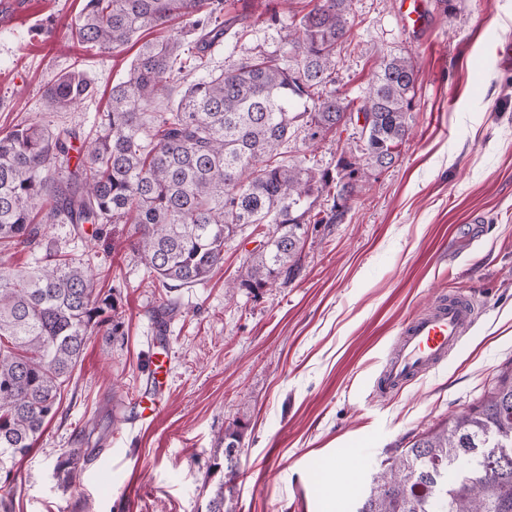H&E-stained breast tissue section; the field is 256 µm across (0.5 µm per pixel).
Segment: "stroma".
<instances>
[{
  "mask_svg": "<svg viewBox=\"0 0 512 512\" xmlns=\"http://www.w3.org/2000/svg\"><path fill=\"white\" fill-rule=\"evenodd\" d=\"M421 33L407 28L401 0H352L350 45L336 87L358 95L382 54H412L419 78L412 136L398 163L373 174L343 221L310 231L294 279L253 296L229 295L247 251L264 229L247 226L224 248V266L205 285L174 291L166 318L168 388L151 424L128 421L155 348L160 302L144 267L117 235L51 224L43 245L93 255L100 288H116L126 336L89 342L62 406L11 477L14 512H205L218 483L208 468L214 437L248 420L231 479L236 512H354L356 494L413 435L468 410L512 368V0H454ZM83 0H0V134L38 122L91 139L112 87L127 79L136 43L104 51L78 43ZM246 10L248 32L210 50L229 68L264 49H288L272 13L283 0H227ZM80 68L92 95L50 112L43 94ZM349 124L315 145L293 140L289 161L336 165L355 144ZM482 215L476 235L467 220ZM462 292L477 317L458 348L400 390L376 391L403 324ZM118 416L110 426V416ZM110 427L112 444L88 461L74 487L55 477L57 457L83 431ZM357 463L325 508L322 477Z\"/></svg>",
  "mask_w": 512,
  "mask_h": 512,
  "instance_id": "35a3bbf8",
  "label": "stroma"
}]
</instances>
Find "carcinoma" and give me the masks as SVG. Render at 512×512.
Wrapping results in <instances>:
<instances>
[{
  "mask_svg": "<svg viewBox=\"0 0 512 512\" xmlns=\"http://www.w3.org/2000/svg\"><path fill=\"white\" fill-rule=\"evenodd\" d=\"M352 0H307L285 23L288 54L259 50L232 69L209 66L208 50L244 31L247 17L224 12V0H85L77 41L100 50L181 18L195 32L193 51L173 65L183 34L139 48L127 80L112 87L97 115V136L75 145L67 128L28 123L0 135V471L33 449L56 416L62 393L88 343L125 335L119 295L99 288L89 263L47 249L25 272L4 257L36 250L49 224H91L95 235L121 224L123 248L165 293L208 281L224 264V245L250 224L269 226L228 283L257 293L299 270L310 226L335 224L355 202L371 171L392 167L411 136L418 70L410 55H389L367 88L348 98L332 88L338 55L351 31ZM195 79L180 86L182 72ZM92 93L84 73L62 74L44 94L63 112ZM176 108L147 115L157 98ZM363 115L360 143L342 150L336 168L285 158L303 130L316 142ZM336 190L329 211L323 193ZM248 423L235 418L215 439L211 473L237 469ZM71 448L54 471L67 484L96 451ZM206 512H236L224 480ZM355 512H512V370L468 410L414 436L373 478Z\"/></svg>",
  "mask_w": 512,
  "mask_h": 512,
  "instance_id": "obj_1",
  "label": "carcinoma"
}]
</instances>
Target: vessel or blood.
Segmentation results:
<instances>
[{
  "instance_id": "b4317fda",
  "label": "vessel or blood",
  "mask_w": 512,
  "mask_h": 512,
  "mask_svg": "<svg viewBox=\"0 0 512 512\" xmlns=\"http://www.w3.org/2000/svg\"><path fill=\"white\" fill-rule=\"evenodd\" d=\"M475 319V306L469 296L459 294L433 303L404 325L386 358L378 385L394 391L414 378L425 375L459 344ZM167 378L164 360H156L148 394L137 397L134 408L154 406Z\"/></svg>"
}]
</instances>
